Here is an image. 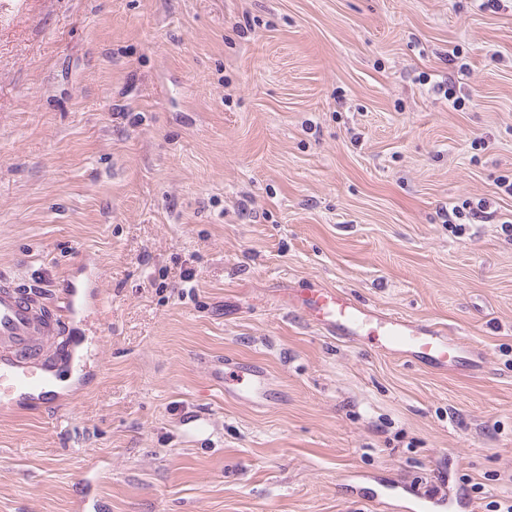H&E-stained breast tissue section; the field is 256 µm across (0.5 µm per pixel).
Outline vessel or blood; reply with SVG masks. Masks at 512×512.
Wrapping results in <instances>:
<instances>
[{"mask_svg":"<svg viewBox=\"0 0 512 512\" xmlns=\"http://www.w3.org/2000/svg\"><path fill=\"white\" fill-rule=\"evenodd\" d=\"M97 272L82 265L78 277L69 281L60 298L61 315L39 318L26 292L10 282L0 280V406L19 407L44 400L56 386L59 375L51 368L31 372L27 359L39 354L42 343L55 335L60 326L84 317L83 289L94 287ZM291 306L332 336H374L381 346L444 367L455 362L464 346L450 341L444 330L414 324L374 310H366L351 301L342 290L306 288L290 299ZM216 381L231 379L229 394L251 402L265 398L268 382L265 375L245 364L230 373L215 371Z\"/></svg>","mask_w":512,"mask_h":512,"instance_id":"obj_1","label":"vessel or blood"}]
</instances>
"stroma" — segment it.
<instances>
[{"instance_id": "35a3bbf8", "label": "stroma", "mask_w": 512, "mask_h": 512, "mask_svg": "<svg viewBox=\"0 0 512 512\" xmlns=\"http://www.w3.org/2000/svg\"><path fill=\"white\" fill-rule=\"evenodd\" d=\"M504 178L512 0H0V278L48 297L88 260L103 297L86 368L0 410V512L512 504ZM313 286L471 359L328 335L284 296ZM232 387L227 386L224 380V366L214 373V379L218 383H224L226 393L236 395L239 399L251 402H259L265 398L268 392V382L265 375L249 364L229 372Z\"/></svg>"}]
</instances>
